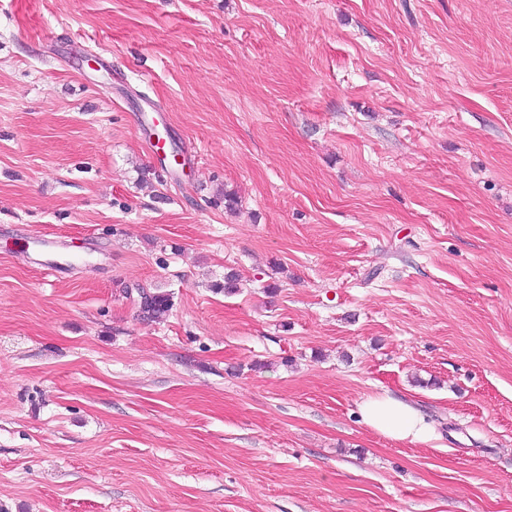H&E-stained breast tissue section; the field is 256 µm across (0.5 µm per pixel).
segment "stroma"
<instances>
[{
    "mask_svg": "<svg viewBox=\"0 0 512 512\" xmlns=\"http://www.w3.org/2000/svg\"><path fill=\"white\" fill-rule=\"evenodd\" d=\"M0 512H512V0H0ZM42 253L46 256L43 266L58 271L59 268H65L73 264L79 258L77 254L59 252L55 249L54 242L42 234H35L29 237L24 243V249L28 251ZM139 309L143 318L150 321L162 319L171 309V301L168 294L141 288L138 291ZM363 422L375 431L398 440L424 442L430 424L415 407L390 396L369 397L360 408Z\"/></svg>",
    "mask_w": 512,
    "mask_h": 512,
    "instance_id": "obj_1",
    "label": "stroma"
}]
</instances>
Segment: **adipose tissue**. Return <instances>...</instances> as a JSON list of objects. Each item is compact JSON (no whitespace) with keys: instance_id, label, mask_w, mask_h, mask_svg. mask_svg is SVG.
<instances>
[{"instance_id":"1","label":"adipose tissue","mask_w":512,"mask_h":512,"mask_svg":"<svg viewBox=\"0 0 512 512\" xmlns=\"http://www.w3.org/2000/svg\"><path fill=\"white\" fill-rule=\"evenodd\" d=\"M360 417L375 431L398 440L423 442L430 435V425L418 409L390 396L368 398Z\"/></svg>"}]
</instances>
